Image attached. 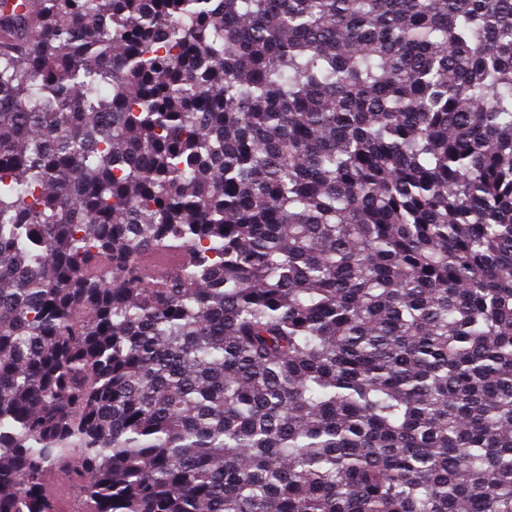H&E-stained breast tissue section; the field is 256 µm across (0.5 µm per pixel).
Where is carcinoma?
<instances>
[{
	"label": "carcinoma",
	"mask_w": 512,
	"mask_h": 512,
	"mask_svg": "<svg viewBox=\"0 0 512 512\" xmlns=\"http://www.w3.org/2000/svg\"><path fill=\"white\" fill-rule=\"evenodd\" d=\"M0 35V512H512V0ZM52 474L51 481H48V491L55 506L61 512L79 511L80 493L78 489L64 471H56Z\"/></svg>",
	"instance_id": "carcinoma-1"
}]
</instances>
